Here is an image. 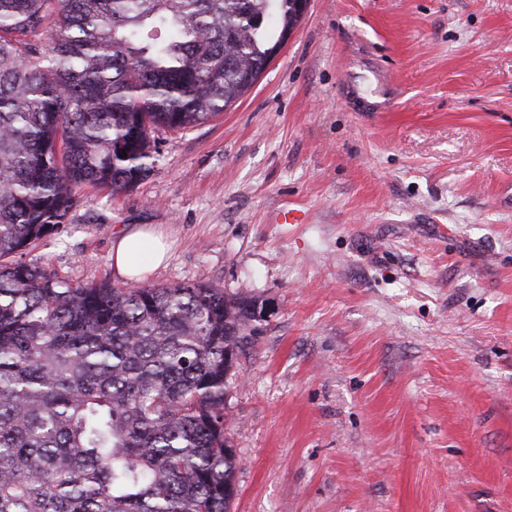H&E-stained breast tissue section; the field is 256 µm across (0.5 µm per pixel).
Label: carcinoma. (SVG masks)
I'll list each match as a JSON object with an SVG mask.
<instances>
[{"instance_id": "carcinoma-1", "label": "carcinoma", "mask_w": 512, "mask_h": 512, "mask_svg": "<svg viewBox=\"0 0 512 512\" xmlns=\"http://www.w3.org/2000/svg\"><path fill=\"white\" fill-rule=\"evenodd\" d=\"M296 24L291 0H0V512H230L226 350L257 300L22 257L81 185L145 177L154 130L243 96Z\"/></svg>"}]
</instances>
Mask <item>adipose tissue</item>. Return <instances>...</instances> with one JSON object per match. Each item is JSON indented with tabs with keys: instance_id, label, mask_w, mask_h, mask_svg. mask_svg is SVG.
Instances as JSON below:
<instances>
[{
	"instance_id": "1",
	"label": "adipose tissue",
	"mask_w": 512,
	"mask_h": 512,
	"mask_svg": "<svg viewBox=\"0 0 512 512\" xmlns=\"http://www.w3.org/2000/svg\"><path fill=\"white\" fill-rule=\"evenodd\" d=\"M167 247L161 237L137 228L117 237L112 243V265L123 276L137 278L161 265Z\"/></svg>"
}]
</instances>
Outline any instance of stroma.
<instances>
[{
  "label": "stroma",
  "instance_id": "obj_1",
  "mask_svg": "<svg viewBox=\"0 0 512 512\" xmlns=\"http://www.w3.org/2000/svg\"><path fill=\"white\" fill-rule=\"evenodd\" d=\"M154 137L25 258L129 288L112 242L144 225L146 284L268 306L227 391L231 512H512V0H309L241 98Z\"/></svg>",
  "mask_w": 512,
  "mask_h": 512
}]
</instances>
